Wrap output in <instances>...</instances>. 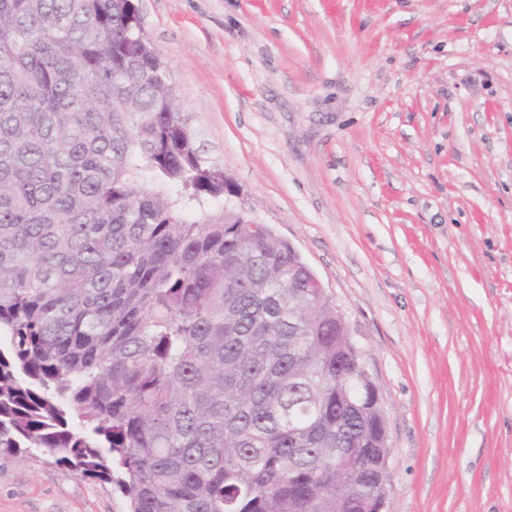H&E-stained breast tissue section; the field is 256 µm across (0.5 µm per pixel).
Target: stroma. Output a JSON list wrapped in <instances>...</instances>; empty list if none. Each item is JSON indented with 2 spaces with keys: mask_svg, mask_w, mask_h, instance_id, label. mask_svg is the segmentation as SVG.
Segmentation results:
<instances>
[{
  "mask_svg": "<svg viewBox=\"0 0 512 512\" xmlns=\"http://www.w3.org/2000/svg\"><path fill=\"white\" fill-rule=\"evenodd\" d=\"M200 156L381 398L388 512H512V0H136ZM43 451L0 512H126Z\"/></svg>",
  "mask_w": 512,
  "mask_h": 512,
  "instance_id": "1",
  "label": "stroma"
}]
</instances>
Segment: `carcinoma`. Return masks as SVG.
I'll return each instance as SVG.
<instances>
[{
  "label": "carcinoma",
  "instance_id": "obj_1",
  "mask_svg": "<svg viewBox=\"0 0 512 512\" xmlns=\"http://www.w3.org/2000/svg\"><path fill=\"white\" fill-rule=\"evenodd\" d=\"M135 0H0V455L129 512H375L384 410L288 243L209 214Z\"/></svg>",
  "mask_w": 512,
  "mask_h": 512
}]
</instances>
